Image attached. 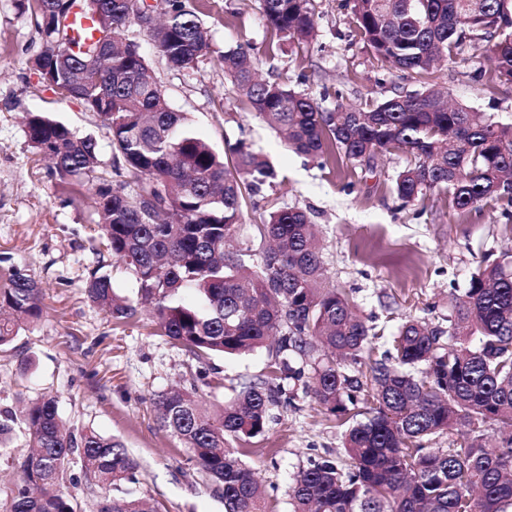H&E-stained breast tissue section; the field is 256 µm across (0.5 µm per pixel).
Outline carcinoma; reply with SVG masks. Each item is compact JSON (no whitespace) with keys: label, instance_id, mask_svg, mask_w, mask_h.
Wrapping results in <instances>:
<instances>
[{"label":"carcinoma","instance_id":"carcinoma-1","mask_svg":"<svg viewBox=\"0 0 512 512\" xmlns=\"http://www.w3.org/2000/svg\"><path fill=\"white\" fill-rule=\"evenodd\" d=\"M44 47L30 62L40 81L97 114L109 130L112 180L97 143L45 112L23 119L28 142L60 180L88 178L96 215L95 242L119 258L152 306L161 335L197 360L251 352L273 340L280 373L301 380L292 362L318 350L304 389L346 426L343 455L313 459L291 486L292 512H512V267L501 260L472 275L449 299L448 327L407 319L379 357L364 362L378 335L344 291L326 282L315 224L295 207L271 209L256 230L270 245L249 240L229 251L226 238L243 220L248 200L264 193L278 171L242 144L224 159L175 111L140 52L151 40L172 71L198 68L218 56L241 101L289 148L327 162L371 166L383 152L413 157L392 178L393 193L413 204L444 194L468 211L483 202L512 218V124L490 112L449 104L435 88V64L454 62L466 45L486 42L484 57L497 86L512 85V0H344L361 39L382 66L421 84L364 105L313 97L258 77L243 45L215 50L201 18L202 0H167L165 17L141 26L130 0H26ZM276 46L316 36L315 0H261ZM79 17L92 20L85 36ZM112 50L89 66L105 27ZM86 292L117 321L137 308L114 291L112 277L93 272ZM28 322L42 318V289L12 271L0 309ZM20 326L0 316V347ZM282 390L269 380L241 387L222 412L209 415L195 390L161 392L152 401L160 425L185 448L188 461L221 490L224 512H268L265 490L240 459L263 432ZM24 425L32 451L20 464L8 512H81L67 490L80 463L97 512H159L128 491L140 462L124 444L94 430L65 428L58 400L45 396L20 413L0 412V446ZM457 431L460 444L427 447L432 436Z\"/></svg>","mask_w":512,"mask_h":512}]
</instances>
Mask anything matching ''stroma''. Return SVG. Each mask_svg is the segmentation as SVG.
<instances>
[{
    "label": "stroma",
    "instance_id": "stroma-1",
    "mask_svg": "<svg viewBox=\"0 0 512 512\" xmlns=\"http://www.w3.org/2000/svg\"><path fill=\"white\" fill-rule=\"evenodd\" d=\"M341 2L317 0V37L302 48L286 44L269 50L260 0H205L203 20L216 48L250 46L263 76L314 98L327 89L342 102L359 105L396 90H416L407 72L377 63ZM140 46L172 107L186 113L217 150L245 144L268 155L280 173L276 186L245 208L235 241L253 237L270 205L307 210L327 276L379 335L392 336L408 317L446 325L449 294L466 288L483 260L512 250V220L503 218L500 205L483 203L462 213L435 195L402 205L391 179L409 163V155H379L368 170L319 165L288 151L276 132L246 109L219 61L178 74L164 66L148 40ZM41 48L30 12L19 9L17 0H0V287L17 268L44 292L42 320L22 326L11 345L0 347V411L17 410L45 394L58 396L67 426L116 437L138 458L137 495L158 500L162 512H224L214 485L160 426L151 399L180 386L196 389L208 406L219 408L242 384L270 378L275 354L264 348L200 363L155 334L147 309L118 322L88 299L86 282L99 268L112 276L118 295L140 301L122 263L91 248L89 181L62 183L37 160L23 131V113H51L94 137L103 163L112 162L109 131L97 115L78 100L60 97L31 70L29 60ZM437 76L455 102L512 123V86L489 93L481 49L466 48L463 62L442 66ZM284 394L243 455L272 512H291L293 475L342 446V427L302 385L285 384ZM28 452L20 429L0 450V512L9 506L18 464Z\"/></svg>",
    "mask_w": 512,
    "mask_h": 512
}]
</instances>
